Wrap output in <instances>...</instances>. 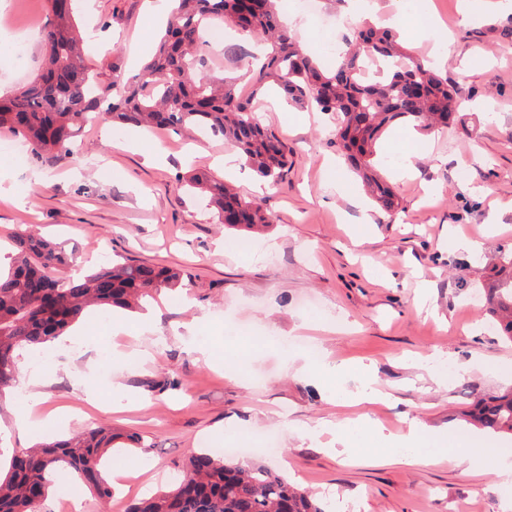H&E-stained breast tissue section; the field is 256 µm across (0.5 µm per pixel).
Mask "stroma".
<instances>
[{"label":"stroma","mask_w":512,"mask_h":512,"mask_svg":"<svg viewBox=\"0 0 512 512\" xmlns=\"http://www.w3.org/2000/svg\"><path fill=\"white\" fill-rule=\"evenodd\" d=\"M431 25L413 0H368L344 6L322 0L326 25L311 24L294 0H279L281 19L317 61L334 66L328 44L357 20L393 24L401 43L431 59L456 88L459 117L451 128L422 136L416 179L401 177L397 143L407 128L382 140L378 157L399 201L390 216L370 199L353 206L356 177L339 158L336 122L320 112L267 98L264 120L288 144L291 164L276 186L248 165L232 179L242 199L272 218L261 232L225 231L201 195L180 177L211 169L233 144L198 143L163 129L105 124L85 127L73 153L53 166L29 159L16 166L0 153V263L8 264L16 231L30 226L61 244L73 261L64 277L124 259L167 266L189 279L161 290L137 312L92 313L64 344H49L51 368H36L25 351L22 380L41 379L40 406L51 420L18 433L21 390L0 399V459L36 442L89 426L140 434L145 447L113 451L109 468L132 473L111 507L157 489L145 464L182 474L191 451L255 433L275 432L282 452L250 460L315 494L327 512H512V485L499 476L505 436L465 427L461 410L477 398L512 389V343L488 330L476 305L482 276L500 252L512 250V18L496 0H431ZM164 0H78L76 22L87 56L103 82L112 61L135 74L156 46L167 17ZM42 40L15 63L0 54V91L24 86L44 66ZM161 143L163 156L149 147ZM372 223H363V215ZM477 241L478 254L450 251V232ZM364 234L354 246L356 234ZM292 336L315 343L320 362L304 349L284 350ZM216 358L199 359L197 346ZM141 353L137 366L127 355ZM345 364L326 375L321 362ZM175 389H157L164 379ZM120 383L113 394L111 383ZM390 394L386 404L339 402L336 388L358 393L368 384ZM100 387L97 405L79 397ZM369 418L383 440L418 420L425 436L447 439V453L407 465L360 452L339 457L330 446L338 425ZM481 455L480 468L461 464ZM101 512L79 481L57 484L39 512Z\"/></svg>","instance_id":"35a3bbf8"}]
</instances>
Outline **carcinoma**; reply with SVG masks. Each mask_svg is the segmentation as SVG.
Segmentation results:
<instances>
[{
  "label": "carcinoma",
  "mask_w": 512,
  "mask_h": 512,
  "mask_svg": "<svg viewBox=\"0 0 512 512\" xmlns=\"http://www.w3.org/2000/svg\"><path fill=\"white\" fill-rule=\"evenodd\" d=\"M50 23L43 34L48 65L20 91L0 94V134L27 143L39 160L72 152L80 129L93 121L197 132L232 142L257 174L278 184L288 169V145L263 124L252 99L238 92L240 78L214 80L197 48L203 26L215 20L234 27L246 40L265 46L257 66L245 77L258 96L270 83L303 108L337 115L336 144L359 173L369 195L387 214L396 196L375 166L376 145L397 122L421 132L448 128L459 110L457 92L427 60L408 52L396 35L368 21L344 41L339 61L321 68L283 28L276 4L260 0L258 11L244 13L242 0H174L176 7L156 52L141 73L104 84L84 57L75 30L74 0H46ZM186 185L200 191L226 230L256 231L269 216L206 172L191 174ZM15 254L0 270V394L20 382L19 352L61 336L92 307L127 310L159 290L182 286L183 273L127 260L114 262L79 279L53 270L64 252L38 234L14 235ZM483 315L512 342V252L491 268L484 287ZM469 423L512 436V391L479 399L462 413ZM142 445L135 433L87 428L65 440L36 445L14 455L0 475V512H37L52 483L71 476L106 504L112 484L103 476L104 457L114 448ZM128 512H325L309 491L290 484L266 466H244L228 456L194 452L181 477L167 490L142 498Z\"/></svg>",
  "instance_id": "cac0c4a2"
}]
</instances>
